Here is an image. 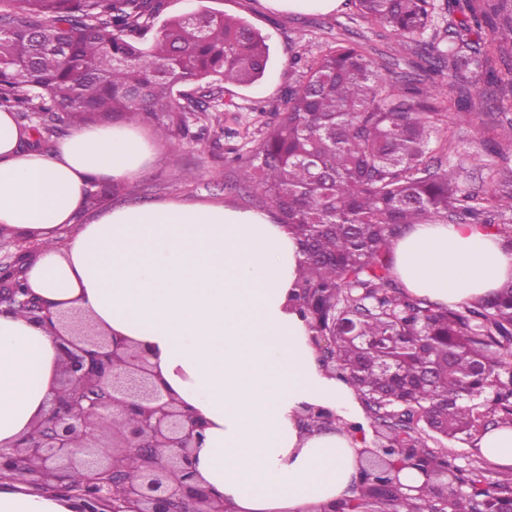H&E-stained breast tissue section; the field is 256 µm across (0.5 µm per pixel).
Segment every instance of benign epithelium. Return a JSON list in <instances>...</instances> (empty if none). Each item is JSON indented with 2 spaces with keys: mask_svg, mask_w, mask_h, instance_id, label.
Masks as SVG:
<instances>
[{
  "mask_svg": "<svg viewBox=\"0 0 512 512\" xmlns=\"http://www.w3.org/2000/svg\"><path fill=\"white\" fill-rule=\"evenodd\" d=\"M18 264L0 269V309L28 306L57 340L63 372L47 414L0 448V480L69 495L83 512H226L192 467L203 424L167 399L145 353L88 323L62 334L68 315L17 287ZM138 457L144 466L127 476L126 463ZM426 486L447 496L448 474L429 475Z\"/></svg>",
  "mask_w": 512,
  "mask_h": 512,
  "instance_id": "1",
  "label": "benign epithelium"
}]
</instances>
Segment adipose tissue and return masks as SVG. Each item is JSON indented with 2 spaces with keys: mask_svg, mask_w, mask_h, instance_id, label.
Instances as JSON below:
<instances>
[{
  "mask_svg": "<svg viewBox=\"0 0 512 512\" xmlns=\"http://www.w3.org/2000/svg\"><path fill=\"white\" fill-rule=\"evenodd\" d=\"M0 110V234L31 236V290L144 350L155 381L206 423L199 483L228 512H323L357 495L360 437L308 427L305 405L347 418L357 398L326 372L290 296L305 260L265 213L166 201L103 209L81 222L92 181L138 175L153 145L135 125H90L51 151L27 147ZM393 269L413 295L456 307L512 281V250L476 224H413ZM61 354L49 331L0 312V446L45 414ZM0 512H78L76 502L0 481Z\"/></svg>",
  "mask_w": 512,
  "mask_h": 512,
  "instance_id": "adipose-tissue-1",
  "label": "adipose tissue"
}]
</instances>
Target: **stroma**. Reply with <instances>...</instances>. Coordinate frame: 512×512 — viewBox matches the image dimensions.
<instances>
[{"label":"stroma","mask_w":512,"mask_h":512,"mask_svg":"<svg viewBox=\"0 0 512 512\" xmlns=\"http://www.w3.org/2000/svg\"><path fill=\"white\" fill-rule=\"evenodd\" d=\"M201 9L243 18L266 35L271 46L269 73L249 88L229 86L224 98L237 109L224 114L222 133L204 141L197 143L179 135L159 137L155 124L142 123V131L153 139L156 157L112 198V205L176 199L252 209L250 194L240 187L232 152L260 139L267 124L274 121L289 87L300 79L296 57L316 56L327 43L338 39L361 43L390 81L398 83L420 75L415 44L386 36L380 27L361 17L353 0H341L329 14L280 13L267 7L266 0H167L165 14L179 16ZM462 88L473 103L470 121L453 122L447 101L435 103L438 115L432 147L436 164L458 168L459 184L468 191L486 188L493 170L512 179V111H485L481 106L484 84L468 81Z\"/></svg>","instance_id":"obj_1"}]
</instances>
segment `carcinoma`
<instances>
[{"label": "carcinoma", "mask_w": 512, "mask_h": 512, "mask_svg": "<svg viewBox=\"0 0 512 512\" xmlns=\"http://www.w3.org/2000/svg\"><path fill=\"white\" fill-rule=\"evenodd\" d=\"M364 19L401 40L423 35L435 0H355ZM164 0H0V108L28 122L45 149L74 121L155 122L161 135L205 139L227 84L268 73L267 37L242 18L203 10L162 17ZM446 44L425 45L440 76L387 92L357 44L334 43L304 63L279 120L245 158L243 187L277 209L305 256L291 302L328 367L360 401L378 462L361 465L359 494L340 512H512V473L464 468L428 441L471 442L512 425V283L458 308L408 294L391 242L411 224L449 215L495 229L512 249V181L462 189L432 164L435 97L454 79L512 90V0H466ZM95 183L94 207L118 193ZM448 471V496H405L398 474Z\"/></svg>", "instance_id": "carcinoma-1"}]
</instances>
